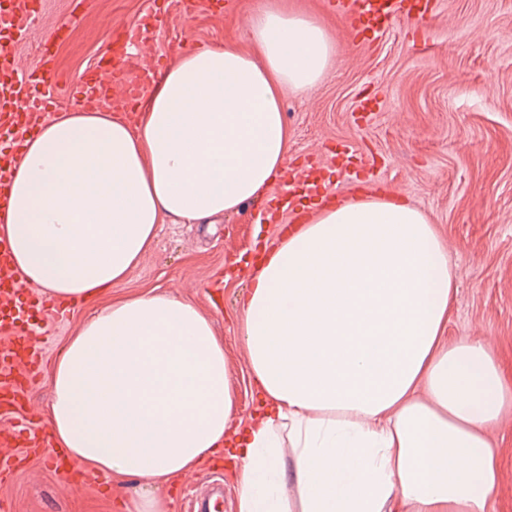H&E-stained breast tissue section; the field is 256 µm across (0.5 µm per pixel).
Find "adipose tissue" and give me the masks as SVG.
I'll use <instances>...</instances> for the list:
<instances>
[{"label":"adipose tissue","mask_w":512,"mask_h":512,"mask_svg":"<svg viewBox=\"0 0 512 512\" xmlns=\"http://www.w3.org/2000/svg\"><path fill=\"white\" fill-rule=\"evenodd\" d=\"M246 47L183 55L137 119L65 112L28 141L0 226L27 283L95 309L52 367L55 440L79 468L136 476L135 512L224 449L238 419L224 343L173 293L100 299L160 224H207L262 199L288 167L284 91H312L336 45L321 21L262 0ZM241 312L263 396L233 455L237 512H486L487 430L512 414L488 344L446 343L448 249L417 208L379 196L315 205L276 238Z\"/></svg>","instance_id":"ef3b65f1"}]
</instances>
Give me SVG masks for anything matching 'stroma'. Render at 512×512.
<instances>
[{
	"label": "stroma",
	"instance_id": "stroma-1",
	"mask_svg": "<svg viewBox=\"0 0 512 512\" xmlns=\"http://www.w3.org/2000/svg\"><path fill=\"white\" fill-rule=\"evenodd\" d=\"M168 26L139 58L164 71L183 52L241 42L258 0H212L211 9L186 15L182 0H163ZM320 17L336 44V61L308 94L286 93L283 112L290 133L287 174L312 171L326 199L382 195L403 199L435 225L448 247L457 293L447 337L487 342L512 372V0H433L421 18L403 19L378 38L355 39L330 0H291ZM79 0H49L30 38L18 47L24 67L39 62L38 47L57 18ZM153 0H92L85 19L57 49L64 81L58 112L79 107L70 84L96 71L111 41L151 14ZM352 146L351 170L336 152ZM255 203L214 224L160 225L154 247L128 274L121 291L175 293L209 316L224 341V362L242 415L261 397L248 371L239 314L252 282L250 267L282 227L301 218L283 210L278 221L251 222ZM92 311L90 304L51 309L39 330L46 348L43 371L28 393L36 418L51 397L48 371ZM489 436L500 461L498 488L487 512H512V417ZM224 474V512H236V476L225 459L207 460L171 489L175 512L188 491ZM143 482L122 477L80 485L74 473L45 459L22 462L0 484L11 512H126Z\"/></svg>",
	"mask_w": 512,
	"mask_h": 512
}]
</instances>
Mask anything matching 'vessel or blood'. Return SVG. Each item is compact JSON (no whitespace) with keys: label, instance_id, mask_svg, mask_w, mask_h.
<instances>
[{"label":"vessel or blood","instance_id":"vessel-or-blood-1","mask_svg":"<svg viewBox=\"0 0 512 512\" xmlns=\"http://www.w3.org/2000/svg\"><path fill=\"white\" fill-rule=\"evenodd\" d=\"M432 0H334L337 12L351 22L356 37L378 34L394 22L427 12ZM46 9V0H0V223L10 210V188L23 156L25 142L36 136L49 118L52 87L59 82L55 47L79 24L75 15L62 17L42 43L37 66L25 69L17 48L24 43ZM167 24L163 10H154L133 25L127 42L114 45L106 63L109 82L90 73L75 84L78 97L105 107H124L136 102L156 77L135 53L138 42L159 37ZM57 299L28 290L12 267L8 240L0 236V408L23 412L27 391L37 375L41 345L37 327L44 314L57 307ZM0 444L19 445L27 455L52 458V432L16 425L0 428ZM187 512H222L216 493H191Z\"/></svg>","mask_w":512,"mask_h":512}]
</instances>
